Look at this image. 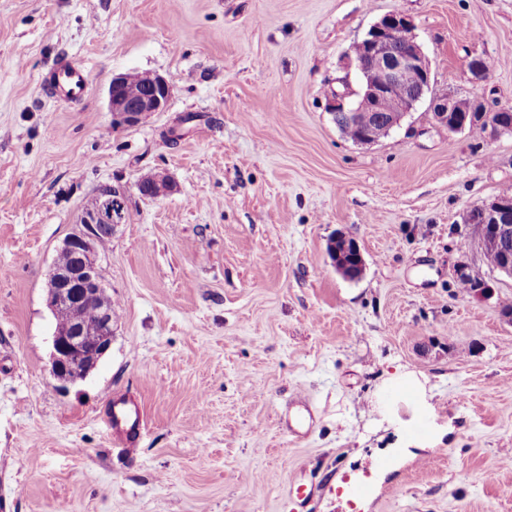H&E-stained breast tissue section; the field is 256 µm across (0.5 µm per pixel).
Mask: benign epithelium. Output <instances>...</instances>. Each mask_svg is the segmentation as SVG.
I'll use <instances>...</instances> for the list:
<instances>
[{
    "label": "benign epithelium",
    "instance_id": "obj_1",
    "mask_svg": "<svg viewBox=\"0 0 512 512\" xmlns=\"http://www.w3.org/2000/svg\"><path fill=\"white\" fill-rule=\"evenodd\" d=\"M347 68L359 75L373 73L359 90L348 91L347 78L340 79L343 89L334 90L326 109L342 124L359 131L355 142L370 144L373 137L367 129L380 125L382 132L401 126L405 116L432 90V73L428 57L413 34V24L404 15L390 12L374 23L359 42V50L349 55ZM127 74L112 77L108 87V109L112 127L124 128L140 124L144 116L166 110L171 95L169 81L152 76V83L137 98L125 93ZM433 125L450 134L464 131L468 117L486 111L484 104L469 97L434 95L430 100ZM170 179L161 174L150 176L141 194L152 199L172 191ZM126 193L111 185H101L91 203L82 211L77 224L80 230L68 236L62 249L76 253L78 264L71 270L53 266L48 281L47 304L51 312L69 314L65 327L54 332L50 354V373L63 383H75L87 377L112 345V304L101 301L103 283L94 245L102 233L114 234L123 222ZM474 220L480 225L485 250L500 251L496 270L512 277V253L502 248L503 239L512 234V200L496 197L478 207ZM98 300L95 345L85 342L83 306Z\"/></svg>",
    "mask_w": 512,
    "mask_h": 512
}]
</instances>
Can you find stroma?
I'll list each match as a JSON object with an SVG mask.
<instances>
[{"label": "stroma", "mask_w": 512, "mask_h": 512, "mask_svg": "<svg viewBox=\"0 0 512 512\" xmlns=\"http://www.w3.org/2000/svg\"><path fill=\"white\" fill-rule=\"evenodd\" d=\"M393 11L435 93L512 107V0H0V512H351L348 477L371 486L361 512H512V278L470 220L512 190V131L450 134L425 102L371 144L337 128L326 99L358 88L347 56ZM64 58L90 75L74 103L43 89ZM133 72L169 104L116 130L108 85ZM154 172L173 189L143 198ZM103 184L127 194L98 253L112 346L64 384L48 276ZM339 233L359 279L328 254ZM398 366L432 408L366 432ZM119 396L146 419L124 447ZM416 430L445 436L386 470ZM346 242H348L347 247L345 246ZM332 243H334L335 248L336 247L339 248V250L342 252V254L344 256L351 255V246H352L351 240L346 241L344 239H341L337 242L334 240V241H332ZM353 251H354V255L352 257L353 261L355 263H357L359 266H362L365 261L361 254L359 246L354 241H353ZM346 259L348 261L347 262L348 267L344 270L342 275L350 280L358 279L361 276V274L358 271V266L353 264L354 262L352 260H350V256H347Z\"/></svg>", "instance_id": "35a3bbf8"}]
</instances>
